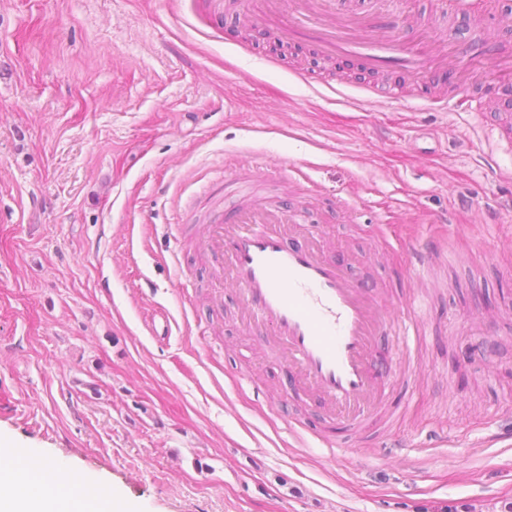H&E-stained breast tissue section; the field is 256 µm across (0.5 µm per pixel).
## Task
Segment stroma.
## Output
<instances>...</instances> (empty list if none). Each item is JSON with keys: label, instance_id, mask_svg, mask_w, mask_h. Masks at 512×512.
Wrapping results in <instances>:
<instances>
[{"label": "stroma", "instance_id": "stroma-1", "mask_svg": "<svg viewBox=\"0 0 512 512\" xmlns=\"http://www.w3.org/2000/svg\"><path fill=\"white\" fill-rule=\"evenodd\" d=\"M436 2L401 0L394 30L445 66L370 103L376 77L249 25L248 0H0L1 445L127 512L512 507V148L483 118L512 113V0ZM457 91L483 115L431 107ZM228 177L360 256L388 315L424 299L418 335L379 337L358 431L299 393L207 253ZM432 253L433 249L428 244H419V246H413L409 261L410 269L415 278L420 279L425 277L431 265Z\"/></svg>", "mask_w": 512, "mask_h": 512}]
</instances>
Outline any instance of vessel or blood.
Listing matches in <instances>:
<instances>
[{
	"label": "vessel or blood",
	"mask_w": 512,
	"mask_h": 512,
	"mask_svg": "<svg viewBox=\"0 0 512 512\" xmlns=\"http://www.w3.org/2000/svg\"><path fill=\"white\" fill-rule=\"evenodd\" d=\"M331 3L295 0L287 10L279 0H253L252 18L281 38L308 39L333 55L355 53L369 69L399 67L420 83L439 69L427 50L398 44L391 15L338 17L329 11ZM435 104L444 112H480L479 100L471 96H444ZM304 231L288 205L251 196L208 221L214 256L241 287L252 319L270 327L301 387L351 425L382 394L376 337L412 336L416 324L409 316L383 320L370 288L302 240ZM432 253L427 244L413 247L409 261L415 278L425 277Z\"/></svg>",
	"instance_id": "vessel-or-blood-1"
}]
</instances>
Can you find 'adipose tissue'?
<instances>
[{
    "mask_svg": "<svg viewBox=\"0 0 512 512\" xmlns=\"http://www.w3.org/2000/svg\"><path fill=\"white\" fill-rule=\"evenodd\" d=\"M115 503L89 490L75 494L67 470L13 452L0 457V512H114Z\"/></svg>",
    "mask_w": 512,
    "mask_h": 512,
    "instance_id": "1",
    "label": "adipose tissue"
}]
</instances>
